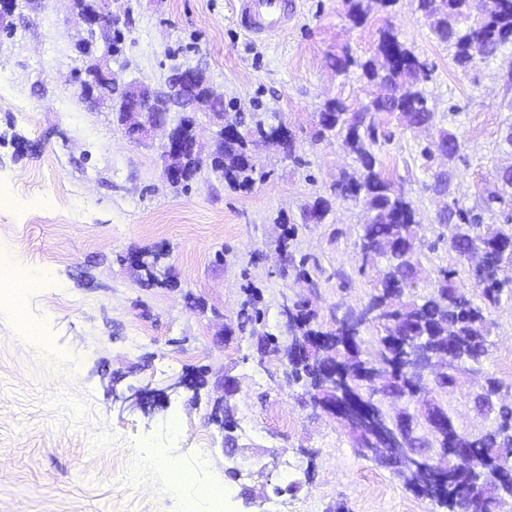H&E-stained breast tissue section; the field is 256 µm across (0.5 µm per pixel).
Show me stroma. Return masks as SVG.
<instances>
[{"mask_svg":"<svg viewBox=\"0 0 512 512\" xmlns=\"http://www.w3.org/2000/svg\"><path fill=\"white\" fill-rule=\"evenodd\" d=\"M281 35L256 41L237 21L236 0H114L129 11L133 43L128 78L163 84L173 62L206 71L236 109L264 122L281 118L294 152L253 148L265 179L247 189L203 169L186 188L161 176L162 131L130 141L110 110L79 99L71 70L79 28L71 0L19 5L12 33H0V266L38 279L23 305L0 301V512H432L393 476V467L357 450L333 415L313 406L274 357L259 361L240 326L249 293L264 318L256 329L288 342L283 301H308L319 320L334 308L367 302L376 270L360 272L356 241L363 205L336 198L334 187L356 162L342 141L318 137L327 102L358 108L381 95L360 69L336 72L342 50L367 59L379 28L389 25L431 70L423 88L430 126L406 127L383 115L380 167L413 202L424 242L418 293L453 254L440 235L448 199L481 213L484 223L512 217V42L496 57L459 68L453 50L432 33L417 0H393L361 25L346 0H296ZM457 137L454 157L438 150L441 132ZM29 150L15 154L13 139ZM449 191H430L437 172ZM332 202L318 224L303 220L317 198ZM316 259L308 290L277 251ZM156 263L158 284L145 285L119 261L128 252ZM491 356L462 368L441 400L459 429L478 434L492 417L473 398L487 377L512 387V299L493 314ZM204 371L198 390L177 388ZM236 383L231 434L211 423L224 397L217 378ZM148 388L158 403L127 398ZM178 458L183 471L223 484L219 505L194 497L154 465Z\"/></svg>","mask_w":512,"mask_h":512,"instance_id":"obj_1","label":"stroma"}]
</instances>
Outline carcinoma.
Returning a JSON list of instances; mask_svg holds the SVG:
<instances>
[{"label": "carcinoma", "instance_id": "1", "mask_svg": "<svg viewBox=\"0 0 512 512\" xmlns=\"http://www.w3.org/2000/svg\"><path fill=\"white\" fill-rule=\"evenodd\" d=\"M347 2L352 21L360 24L374 8L386 7L393 0ZM418 9L431 21L436 38L454 48L455 62L463 69L477 56H495L512 41V0H418ZM334 67L339 72L357 67L370 82L389 90L388 96L374 98L356 112L338 100L330 101L325 111L334 120L321 123L318 130L321 136L330 132L342 137L357 162L356 170L342 173L335 195L361 202L370 212L357 242L361 271L374 266L379 257L385 258V266L367 303L346 309L338 319L319 322L305 304H294L288 314V343L282 345L265 332L259 335L260 355L282 356L292 381L303 380L315 387L320 376L307 363V352L312 350L324 365H336V400L354 399L380 407L376 396L393 393L415 405L402 433L406 452L389 460L396 478L447 512H497L512 500V480L503 477L496 498L474 489L512 466V399L503 394L499 381L490 379L474 397V404L493 417L494 426L470 435L461 433L439 394L455 386L461 367L479 366L490 356L491 314L502 298H512V227L483 224L479 215L453 201L440 219L446 223L448 215H453L454 264L437 269L428 293L415 294L421 272L418 253L424 246L420 224L412 201L396 191L379 169L374 147L379 143L383 114L398 115L408 128L431 122L433 112L420 88L429 70L390 27L379 30L372 57L361 61L346 50L336 56ZM182 68L180 63L171 67L168 102L197 106L213 115L225 113L224 98L212 93L206 72L200 69L197 78L188 80ZM91 89L99 97L126 103L133 97L130 87L107 71L94 75ZM232 117L248 138L220 147L212 169L220 171L228 183L246 187L255 177H264L249 155V145L270 136L282 124L257 121L250 125L243 112ZM364 328L383 331L372 337L368 348L361 336ZM375 368L385 369L390 378V384L380 390L369 383ZM433 412L439 413L444 429L430 439L419 430L431 422ZM458 445L470 449L482 463V475L451 463L445 470L418 463L436 448Z\"/></svg>", "mask_w": 512, "mask_h": 512}]
</instances>
